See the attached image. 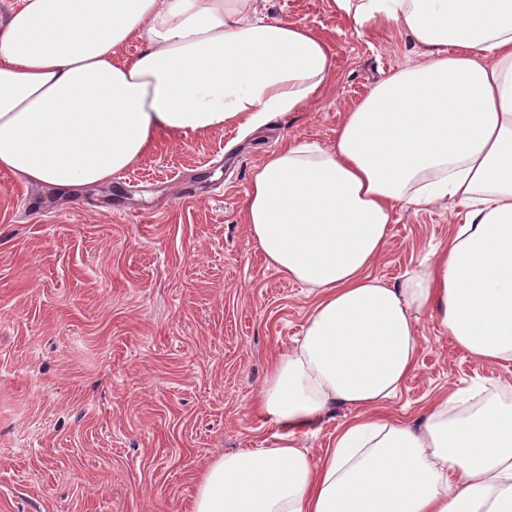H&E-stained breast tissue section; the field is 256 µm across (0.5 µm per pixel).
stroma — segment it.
Returning a JSON list of instances; mask_svg holds the SVG:
<instances>
[{"label": "stroma", "mask_w": 512, "mask_h": 512, "mask_svg": "<svg viewBox=\"0 0 512 512\" xmlns=\"http://www.w3.org/2000/svg\"><path fill=\"white\" fill-rule=\"evenodd\" d=\"M266 13L329 41L336 77L318 101L249 135H159L105 185L35 188L0 171V512H191L209 461L273 433L255 401L316 295L269 268L249 236L253 170L297 139L333 146L345 113L417 52L328 0H268ZM463 219L448 199L396 204L371 276L400 285ZM419 333L389 415L512 383V362L471 359L427 318ZM352 416L336 407L301 447L321 457Z\"/></svg>", "instance_id": "35a3bbf8"}]
</instances>
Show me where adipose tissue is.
Wrapping results in <instances>:
<instances>
[{"instance_id": "1", "label": "adipose tissue", "mask_w": 512, "mask_h": 512, "mask_svg": "<svg viewBox=\"0 0 512 512\" xmlns=\"http://www.w3.org/2000/svg\"><path fill=\"white\" fill-rule=\"evenodd\" d=\"M265 0H19L0 15V170L104 185L161 133H243L319 100L328 42ZM419 57L349 112L333 147L296 141L253 171L244 219L267 264L317 293L274 362L260 447L214 459L192 512H512V386L383 410L415 370L422 317L472 358L512 361V0H328ZM146 48L123 53L132 39ZM465 207L401 286L370 277L395 203ZM353 409L313 458L301 432Z\"/></svg>"}]
</instances>
